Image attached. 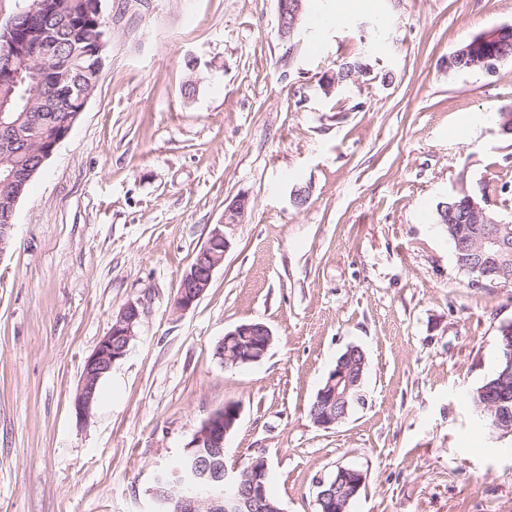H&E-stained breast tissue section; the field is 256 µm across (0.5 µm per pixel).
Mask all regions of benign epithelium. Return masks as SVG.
Instances as JSON below:
<instances>
[{
  "label": "benign epithelium",
  "mask_w": 512,
  "mask_h": 512,
  "mask_svg": "<svg viewBox=\"0 0 512 512\" xmlns=\"http://www.w3.org/2000/svg\"><path fill=\"white\" fill-rule=\"evenodd\" d=\"M307 0H285L278 11V34L280 39L294 45L299 24L306 10ZM47 8L42 0L25 9L12 19L3 34L0 45V111L15 92V88L32 78V62L52 53L54 44L49 33L32 25L33 18ZM27 28L29 43L25 46L13 40L14 33ZM512 34V24H501L473 35L448 55V69L466 62L482 72L494 73L498 64L507 56L488 47L499 44ZM77 115H71L62 123L58 138L40 146L39 163H44L53 154L57 145L70 133ZM35 174L30 170L23 176L11 172L0 179V184L10 193L11 206L0 211V256L9 248L16 205L25 184ZM249 201L238 195L225 203L224 220L211 233L207 243L198 250V256L181 279L176 298V309L190 310L210 287L215 269L224 261L232 240L226 229L242 222ZM461 209L469 224H495L497 230L483 233L470 239L473 256L463 269L483 280L498 283L512 260V248L501 235L505 221L490 208V201L482 196H468L463 203L453 205L450 211ZM141 317L139 303L130 302L117 315L110 331L101 338L95 351L85 360L79 388L73 400L76 416L85 420L91 414L96 400V389L100 379L123 360L135 336V328ZM499 340L505 354V367L496 379L482 390L486 395L480 407L492 419L498 431L512 430V324L499 329ZM273 343L271 329L262 322H246L228 330L216 344V357L224 358V350L232 349L231 362L246 365L261 361ZM366 368L365 354L356 346L336 360L322 387L315 395L310 417L324 429H329L345 420L353 405L360 400ZM240 418V407L226 403L211 413L200 425L181 454L182 468L170 474L157 472L153 482L166 485L176 495L166 499L170 512H269L266 498L267 462L264 458H250L245 462L227 464L225 441ZM364 474L350 467H337L328 481L319 483L316 505L335 504L337 512L346 507L361 491Z\"/></svg>",
  "instance_id": "1"
}]
</instances>
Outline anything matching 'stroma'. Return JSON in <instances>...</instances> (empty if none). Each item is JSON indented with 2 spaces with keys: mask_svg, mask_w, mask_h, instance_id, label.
<instances>
[{
  "mask_svg": "<svg viewBox=\"0 0 512 512\" xmlns=\"http://www.w3.org/2000/svg\"><path fill=\"white\" fill-rule=\"evenodd\" d=\"M98 85L20 199L0 255V512H153L150 490L204 419L235 402L227 461L262 456L282 512L355 467L349 512H512V433L469 402L512 322V285L458 269L436 208L486 195L512 221V59L449 71L512 0H309L294 45L277 0H101ZM338 15L317 28L315 15ZM365 69L324 89L345 62ZM309 198L296 206L293 193ZM249 198L210 287L180 281ZM143 313L88 419L85 360ZM274 340L223 366L225 332ZM366 356L363 401L324 429L309 407L337 358ZM259 337V338H258ZM271 329L262 322H246L228 330L216 344V358L224 360V366L232 365L225 357L226 351L234 348L231 362L234 365H246L260 362L273 343Z\"/></svg>",
  "mask_w": 512,
  "mask_h": 512,
  "instance_id": "stroma-1",
  "label": "stroma"
}]
</instances>
